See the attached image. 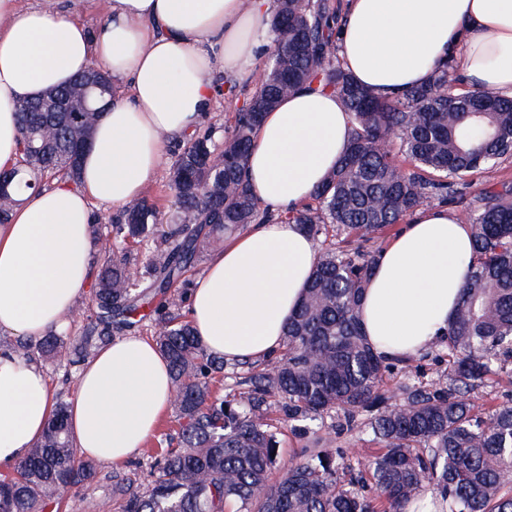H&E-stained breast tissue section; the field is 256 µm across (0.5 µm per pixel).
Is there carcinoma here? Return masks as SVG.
I'll list each match as a JSON object with an SVG mask.
<instances>
[{"label": "carcinoma", "mask_w": 512, "mask_h": 512, "mask_svg": "<svg viewBox=\"0 0 512 512\" xmlns=\"http://www.w3.org/2000/svg\"><path fill=\"white\" fill-rule=\"evenodd\" d=\"M340 20L331 0H277L266 80L235 113L224 148L211 132H194L174 156L171 222L160 223L155 205L140 199L93 224L97 244L107 237L111 248L82 330L7 346L68 375L113 336L147 327L169 362L178 430L158 440L147 489L112 474L120 512H403L427 492L446 512H512V393L484 414L468 399L487 376L512 379V186L480 192L463 211L473 252L456 317L434 354L446 369L435 379L416 373L396 401L390 374L431 352L397 362L374 352L359 308L379 252L343 246L353 236L380 237L433 200L448 202L457 180L511 159L512 97L457 90L450 62L437 64L424 85L380 97L346 72L336 49ZM85 78L55 94L64 102L83 90L87 112L20 108L0 223L44 174L77 177L69 156L79 121L99 122L114 97L106 74L100 90L85 88ZM311 83L349 112L350 143L310 202L275 211L249 192L247 153L263 112ZM276 222L336 242L318 253L279 353L229 366L207 352L182 313L193 287L187 273L225 236ZM317 419L335 435L362 421L380 453L353 462L333 438L319 436L281 469L282 427ZM96 476L95 462L73 448L68 403L59 398L42 439L0 480V512L58 510L65 489Z\"/></svg>", "instance_id": "cac0c4a2"}]
</instances>
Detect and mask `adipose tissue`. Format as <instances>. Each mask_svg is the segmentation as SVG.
<instances>
[{
	"mask_svg": "<svg viewBox=\"0 0 512 512\" xmlns=\"http://www.w3.org/2000/svg\"><path fill=\"white\" fill-rule=\"evenodd\" d=\"M276 0H108L90 30L76 16L0 0V167L14 163L18 110L98 65L120 86L77 180L27 190L0 224V332L35 340L62 328L93 278L91 207L140 199L166 139L193 131L221 71L254 80ZM338 55L353 80L391 97L453 62L465 87L512 96V0H346ZM350 117L336 94L301 88L266 112L246 162L253 195L274 210L309 200L344 155ZM470 228L447 208L416 210L381 252L360 307L374 351L417 355L453 322L469 276ZM317 244L299 225L254 224L209 258L189 319L209 353L236 362L276 353L312 273ZM70 429L81 457L136 456L174 384L152 341L103 346L76 375ZM55 408L41 366L0 350V466L22 460Z\"/></svg>",
	"mask_w": 512,
	"mask_h": 512,
	"instance_id": "ef3b65f1",
	"label": "adipose tissue"
}]
</instances>
